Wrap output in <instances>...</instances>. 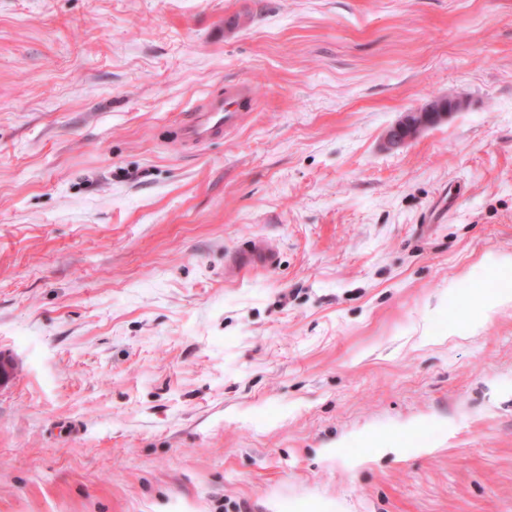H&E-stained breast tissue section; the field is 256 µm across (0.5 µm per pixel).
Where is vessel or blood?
<instances>
[{
    "label": "vessel or blood",
    "instance_id": "obj_1",
    "mask_svg": "<svg viewBox=\"0 0 512 512\" xmlns=\"http://www.w3.org/2000/svg\"><path fill=\"white\" fill-rule=\"evenodd\" d=\"M248 88L243 84L227 86L224 93L205 98L196 106L188 121L182 123L180 139L185 146L194 147L223 136L237 126L240 112L235 105L246 99Z\"/></svg>",
    "mask_w": 512,
    "mask_h": 512
}]
</instances>
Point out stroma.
<instances>
[{"label": "stroma", "instance_id": "35a3bbf8", "mask_svg": "<svg viewBox=\"0 0 512 512\" xmlns=\"http://www.w3.org/2000/svg\"><path fill=\"white\" fill-rule=\"evenodd\" d=\"M489 253L512 0H0V512H512ZM248 98L247 85H228L224 94H214L205 98L191 119L182 123L180 140L185 146L194 147L209 142L211 139L224 136V131L237 126L240 110L231 109L232 104ZM466 104L467 99L464 96L448 94L429 100L407 112H402L398 120L385 130L384 143L388 147L395 148L410 142L448 115L463 110ZM472 301L475 311L469 319V326L476 331L489 315L499 306L512 301V291H499L495 288H475Z\"/></svg>", "mask_w": 512, "mask_h": 512}]
</instances>
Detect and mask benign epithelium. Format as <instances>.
Instances as JSON below:
<instances>
[{
  "instance_id": "1",
  "label": "benign epithelium",
  "mask_w": 512,
  "mask_h": 512,
  "mask_svg": "<svg viewBox=\"0 0 512 512\" xmlns=\"http://www.w3.org/2000/svg\"><path fill=\"white\" fill-rule=\"evenodd\" d=\"M467 99L462 95L448 94L434 98L425 104L401 113L398 120L384 134V143L399 147L418 138L427 128L441 122L449 115L466 107Z\"/></svg>"
}]
</instances>
